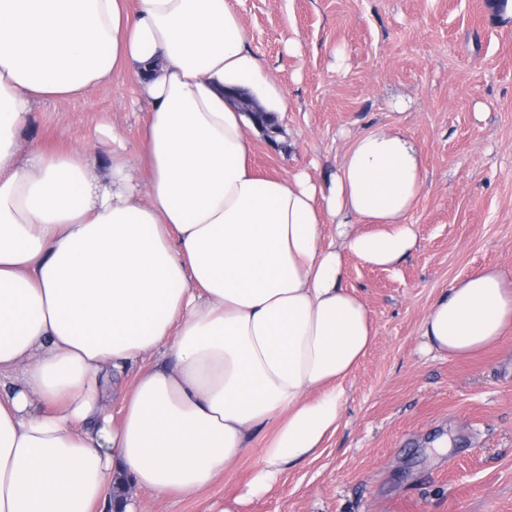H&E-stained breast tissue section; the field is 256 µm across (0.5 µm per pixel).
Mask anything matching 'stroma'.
<instances>
[{"label": "stroma", "mask_w": 512, "mask_h": 512, "mask_svg": "<svg viewBox=\"0 0 512 512\" xmlns=\"http://www.w3.org/2000/svg\"><path fill=\"white\" fill-rule=\"evenodd\" d=\"M237 10L289 103L276 141L252 135L259 175L322 182L377 127L409 136L426 169L407 217L411 254L390 269L347 259L345 284L375 338L338 430L239 512H512V337L469 359L420 351L422 322L454 279L482 266L512 275V12L498 0H239ZM133 97L120 76L41 105L20 144H81L104 124L135 146ZM262 446L200 495H138L140 512H207L240 492Z\"/></svg>", "instance_id": "35a3bbf8"}]
</instances>
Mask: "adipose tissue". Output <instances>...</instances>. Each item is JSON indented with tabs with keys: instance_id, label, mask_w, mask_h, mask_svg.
Returning <instances> with one entry per match:
<instances>
[{
	"instance_id": "obj_1",
	"label": "adipose tissue",
	"mask_w": 512,
	"mask_h": 512,
	"mask_svg": "<svg viewBox=\"0 0 512 512\" xmlns=\"http://www.w3.org/2000/svg\"><path fill=\"white\" fill-rule=\"evenodd\" d=\"M120 75L146 107L136 149L103 127L92 150H20L37 106ZM230 88L288 109L234 0H0V512H113L119 477L197 494L261 433L219 510L237 512L338 429L374 341L346 259L389 268L415 248L422 154L380 128L323 183L259 176ZM511 332L512 276L490 267L421 326L454 359Z\"/></svg>"
}]
</instances>
